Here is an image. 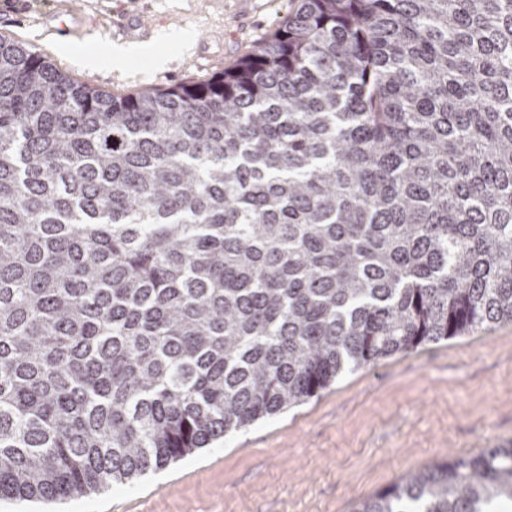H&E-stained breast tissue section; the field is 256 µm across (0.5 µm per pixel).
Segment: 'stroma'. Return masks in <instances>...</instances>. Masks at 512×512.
Listing matches in <instances>:
<instances>
[{
	"instance_id": "obj_1",
	"label": "stroma",
	"mask_w": 512,
	"mask_h": 512,
	"mask_svg": "<svg viewBox=\"0 0 512 512\" xmlns=\"http://www.w3.org/2000/svg\"><path fill=\"white\" fill-rule=\"evenodd\" d=\"M299 0H0V35L115 94L205 81L234 67ZM152 24L151 51L107 58L120 23ZM194 35L190 47L176 32ZM172 57L157 68L155 54ZM512 444V322L429 343L340 377L319 397L167 467L56 504L0 512H353L412 471Z\"/></svg>"
}]
</instances>
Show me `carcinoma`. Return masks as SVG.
Segmentation results:
<instances>
[{
  "label": "carcinoma",
  "instance_id": "1",
  "mask_svg": "<svg viewBox=\"0 0 512 512\" xmlns=\"http://www.w3.org/2000/svg\"><path fill=\"white\" fill-rule=\"evenodd\" d=\"M512 321V0H300L116 95L0 36V500L162 469ZM512 447L352 512H495Z\"/></svg>",
  "mask_w": 512,
  "mask_h": 512
}]
</instances>
